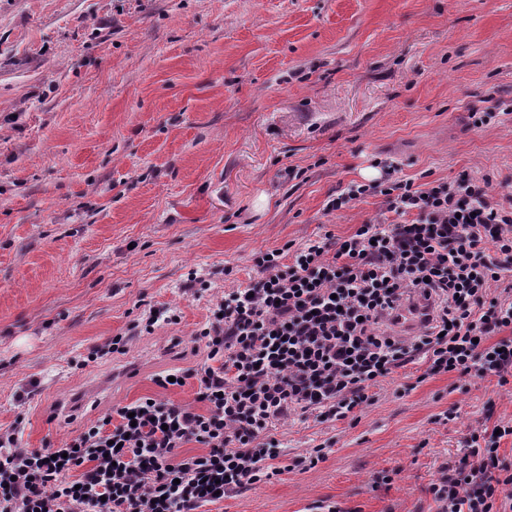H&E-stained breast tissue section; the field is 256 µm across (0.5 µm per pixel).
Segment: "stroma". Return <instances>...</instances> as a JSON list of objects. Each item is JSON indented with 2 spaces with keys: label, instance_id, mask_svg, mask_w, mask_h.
I'll return each instance as SVG.
<instances>
[{
  "label": "stroma",
  "instance_id": "stroma-1",
  "mask_svg": "<svg viewBox=\"0 0 512 512\" xmlns=\"http://www.w3.org/2000/svg\"><path fill=\"white\" fill-rule=\"evenodd\" d=\"M380 159L512 193V0H0V428L55 448L144 397L196 406L195 379L155 377L204 359L192 336L257 253L384 210H325ZM162 307L177 323L133 330ZM425 368L357 421L278 424L276 474L200 512H435L512 383Z\"/></svg>",
  "mask_w": 512,
  "mask_h": 512
}]
</instances>
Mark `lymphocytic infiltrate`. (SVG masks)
<instances>
[{
    "mask_svg": "<svg viewBox=\"0 0 512 512\" xmlns=\"http://www.w3.org/2000/svg\"><path fill=\"white\" fill-rule=\"evenodd\" d=\"M380 168V181L348 185L326 209L380 196L385 214L259 253L258 279L217 299L194 333L204 362L156 377L164 389L196 379L204 411L140 399L52 450L23 447L19 425L0 428V512H199L274 474L277 422L355 419L369 388L416 356L429 376L511 382L512 195L465 173L417 186ZM409 294L427 313L407 342L389 324ZM509 436L511 421L472 432L431 486L437 512H512V466L499 458ZM191 442L203 453L179 456Z\"/></svg>",
    "mask_w": 512,
    "mask_h": 512,
    "instance_id": "lymphocytic-infiltrate-1",
    "label": "lymphocytic infiltrate"
}]
</instances>
